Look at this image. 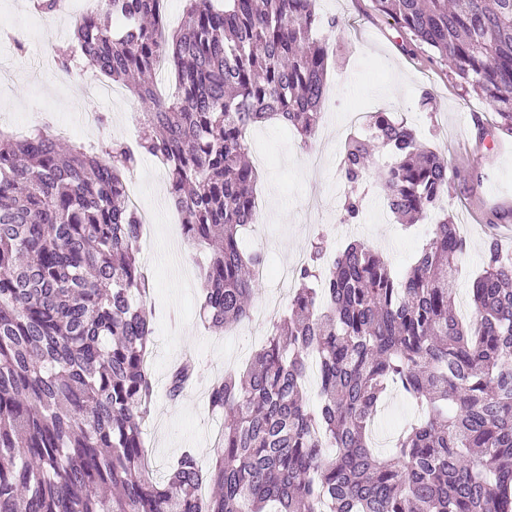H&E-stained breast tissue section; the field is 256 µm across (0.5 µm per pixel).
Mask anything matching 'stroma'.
<instances>
[{"mask_svg":"<svg viewBox=\"0 0 512 512\" xmlns=\"http://www.w3.org/2000/svg\"><path fill=\"white\" fill-rule=\"evenodd\" d=\"M32 2L0 0V27L6 32L0 37V56L11 59V79L0 89V114L24 115L30 125L45 119L62 127L93 112L105 116L106 125L84 127L72 135V142L136 140L132 115L140 106L125 86L106 98L86 91L84 71H76L65 82L53 73L33 72L32 50L56 53L73 46L76 18L61 19L56 28L30 26ZM317 9L323 16L336 18L338 28L332 37L322 31L316 34L330 45L331 67L328 96L312 146L302 148L293 132L276 120L247 135L249 159L259 175L255 194L264 199L265 210L262 223L245 230L244 242L247 248L263 252L271 272L253 296L251 321L221 333L204 328L199 316L200 267L208 252L188 243L171 224H149L138 242L153 285L146 307L154 330L148 366L155 392L144 442L156 480H165L172 460L185 449H194L201 459L211 458L223 419L212 413L208 389L224 372L242 370L251 353L264 343L270 325L264 308L286 306L289 292L277 289L273 278L279 265L302 262L313 237L325 232L330 252L359 239L401 274L426 242L436 214L403 227L376 184L370 187L360 218L342 222L341 205L348 186L338 161L350 131L351 112L393 113L416 128L422 143L451 159L458 176L445 207L467 239L456 275L454 305L459 316L470 310L468 288L482 266L487 237L504 234L502 247L512 251V219L496 225L487 222L492 210H512V133L497 126L488 103L457 87L447 68L432 61L428 50H405L403 35L379 15L373 0H317ZM18 30L23 31L27 45L22 52L15 51L8 40ZM425 92L433 98L429 112L417 109ZM475 113L489 130L482 141L473 132ZM130 177L143 188V211L167 210L166 184L152 157H144ZM186 359L196 363L197 377L184 397L170 399L168 373ZM417 416L401 392H388L373 433L375 448L389 451L398 428Z\"/></svg>","mask_w":512,"mask_h":512,"instance_id":"stroma-1","label":"stroma"}]
</instances>
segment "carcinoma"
Here are the masks:
<instances>
[{
	"mask_svg": "<svg viewBox=\"0 0 512 512\" xmlns=\"http://www.w3.org/2000/svg\"><path fill=\"white\" fill-rule=\"evenodd\" d=\"M167 2L109 0L120 29L99 10L74 27L100 72L149 76L131 88L144 108L138 150L110 139L65 153L39 124L0 132V512H512V260L486 241L472 319L458 318L449 296L467 242L446 214L402 278L360 241L330 259L314 240L265 345L208 390L224 415L212 464L186 451L152 479L150 285L124 175L143 154L166 160L183 237L220 242L201 271L200 318L216 332L244 321L265 261L240 245L257 218L246 133L276 118L310 142L330 51L314 35L337 26L316 0H185L170 34ZM374 2L512 131V0ZM160 57L174 65L172 99L155 91ZM370 125L373 139H349L342 177L363 184L374 147L386 150L377 181L414 224L449 195L454 170L391 113ZM363 202L345 196L343 222ZM196 374L177 365L168 396ZM390 388L420 418L381 454L369 433Z\"/></svg>",
	"mask_w": 512,
	"mask_h": 512,
	"instance_id": "cac0c4a2",
	"label": "carcinoma"
}]
</instances>
